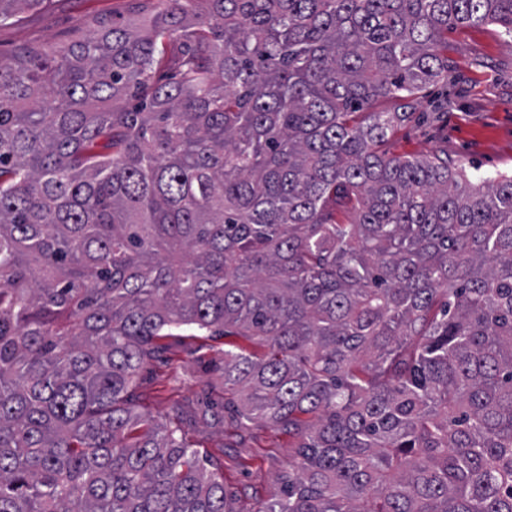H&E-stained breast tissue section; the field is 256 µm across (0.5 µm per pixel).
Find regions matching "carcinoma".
I'll list each match as a JSON object with an SVG mask.
<instances>
[{
	"instance_id": "1",
	"label": "carcinoma",
	"mask_w": 512,
	"mask_h": 512,
	"mask_svg": "<svg viewBox=\"0 0 512 512\" xmlns=\"http://www.w3.org/2000/svg\"><path fill=\"white\" fill-rule=\"evenodd\" d=\"M161 2L0 55V512H238L136 409L184 328L273 348L224 351L228 426L301 440L258 512H512V174L352 123L512 0Z\"/></svg>"
}]
</instances>
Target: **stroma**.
Listing matches in <instances>:
<instances>
[{"label":"stroma","mask_w":512,"mask_h":512,"mask_svg":"<svg viewBox=\"0 0 512 512\" xmlns=\"http://www.w3.org/2000/svg\"><path fill=\"white\" fill-rule=\"evenodd\" d=\"M142 0H49L25 11L22 19L0 26V51L38 43L61 44L96 30L103 19L127 20ZM440 53L448 61V82L421 94L423 121L399 129L387 145L396 156H448L476 176L512 171V37L495 24L449 29ZM256 351L246 336H202L177 331L164 337L140 372L134 389L139 405L153 419L168 420L183 407L196 421L188 438L207 457L233 494L238 512H257L280 493L295 441L262 422L250 424L244 438L227 433L224 412V352Z\"/></svg>","instance_id":"obj_1"}]
</instances>
